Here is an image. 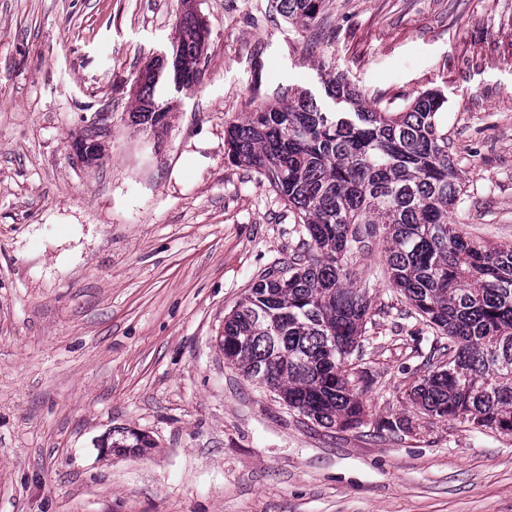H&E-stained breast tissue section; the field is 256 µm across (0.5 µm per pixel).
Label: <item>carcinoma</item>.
Listing matches in <instances>:
<instances>
[{
  "mask_svg": "<svg viewBox=\"0 0 512 512\" xmlns=\"http://www.w3.org/2000/svg\"><path fill=\"white\" fill-rule=\"evenodd\" d=\"M182 0L180 68L186 81L201 73L202 26ZM299 31L321 0H275ZM141 85L130 121L157 132L170 104ZM326 109L300 92L286 103H259L225 130L227 156L262 174L295 210L308 241L288 261V275L267 271L224 320V360L277 392L291 409L324 427L356 428L365 406L349 366L371 309L370 289L353 286L349 267L374 240L384 243L382 274L434 336L448 338L417 388L426 413L512 434V246L463 235L449 213L463 194L448 150L447 98L435 89L399 109L367 105L342 77L325 81ZM129 430L113 454L152 448Z\"/></svg>",
  "mask_w": 512,
  "mask_h": 512,
  "instance_id": "carcinoma-1",
  "label": "carcinoma"
}]
</instances>
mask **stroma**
Instances as JSON below:
<instances>
[{
	"instance_id": "35a3bbf8",
	"label": "stroma",
	"mask_w": 512,
	"mask_h": 512,
	"mask_svg": "<svg viewBox=\"0 0 512 512\" xmlns=\"http://www.w3.org/2000/svg\"><path fill=\"white\" fill-rule=\"evenodd\" d=\"M273 0H195L202 76L160 134L134 80L181 0H0V512H512V435L424 415L435 336L373 243L353 429L290 410L224 360V317L300 243L292 209L229 161L254 104L438 88L467 237L512 245V0H322L297 31ZM99 129L92 165L71 143ZM126 428L154 442L104 453Z\"/></svg>"
}]
</instances>
